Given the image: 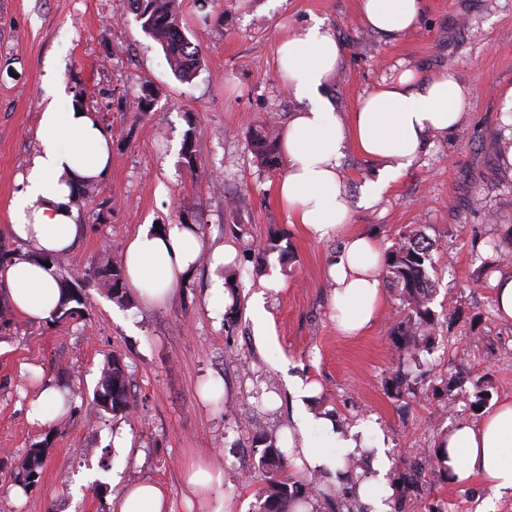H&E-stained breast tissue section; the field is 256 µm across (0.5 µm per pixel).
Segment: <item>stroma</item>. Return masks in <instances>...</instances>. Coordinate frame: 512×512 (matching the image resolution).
<instances>
[{"instance_id": "obj_1", "label": "stroma", "mask_w": 512, "mask_h": 512, "mask_svg": "<svg viewBox=\"0 0 512 512\" xmlns=\"http://www.w3.org/2000/svg\"><path fill=\"white\" fill-rule=\"evenodd\" d=\"M184 31L200 64L190 79L171 70L161 45L119 0H0V225L37 145L39 117L56 84H65L112 135V172L77 192L85 231L60 260L65 285L78 288L81 316L27 323L0 290V512H117L116 492L151 481L173 512H191L186 466L222 472L220 489L236 512H255L266 473L256 436L280 437L294 411L285 375L319 383L311 411L346 427L372 421L385 436L395 489L391 512L435 507L483 512L492 491L450 482L435 450L472 408L476 385L492 402L512 398V322L498 319L492 281L512 274V0H428L419 26L390 39L364 30L356 0H179ZM324 19L342 47L329 87L341 117L382 81L403 71L451 72L471 92L464 121L432 135L414 166L376 202L361 198L373 163L356 151L340 160L352 196L349 229L374 234L382 251L415 229L435 245L437 316L430 347L399 350L393 329L409 310L385 286L376 323L362 336L339 335L329 317L325 262L339 239L318 242L290 225L275 186L278 173L248 150L252 128L281 129L301 104L277 73L282 37ZM154 97L138 101L145 85ZM193 131L196 172L183 164ZM199 224L209 244L231 242L232 221L248 238H282L284 253H239L234 325L210 317L207 268L164 305L116 306L99 275L120 263L144 224ZM273 334L258 345L248 302L266 277ZM125 364L130 411L112 415L93 400L103 366ZM64 390L69 409L47 426L27 410L43 382ZM221 385L203 401L201 386ZM126 433L128 447L112 439ZM46 450L40 478L16 482L28 450ZM422 462L417 483L410 466Z\"/></svg>"}]
</instances>
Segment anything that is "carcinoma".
I'll list each match as a JSON object with an SVG mask.
<instances>
[{
	"label": "carcinoma",
	"instance_id": "cac0c4a2",
	"mask_svg": "<svg viewBox=\"0 0 512 512\" xmlns=\"http://www.w3.org/2000/svg\"><path fill=\"white\" fill-rule=\"evenodd\" d=\"M135 16L142 30L156 40L163 48L175 73L181 78L191 76L198 60V50L186 36L181 26L176 0H134ZM279 135L264 126L256 127L250 136V152L255 162L274 171L280 166ZM182 158L189 171L196 169V154L192 132L185 133ZM434 244L420 233L411 232L405 242L390 251L384 260L385 274L390 282L400 289L410 311L407 321L398 326L401 336L399 347L407 350L425 348L432 343L433 330L437 322L436 314L430 307L432 294L424 290V285L432 284L430 270L434 268ZM111 280L113 300L120 305L131 303L124 291V268L114 265L105 272ZM73 302H80L77 290L65 289L60 309L55 320L73 319L81 314ZM126 369L117 357L107 363L101 371L100 385L95 394L98 406L114 415L129 412L127 398ZM255 443L263 446L258 465L267 473V486L260 499L257 512H294L297 505L310 502L322 494L316 477L297 478L288 472L284 452L274 439L260 437ZM44 449H29L17 483L27 488L40 475Z\"/></svg>",
	"mask_w": 512,
	"mask_h": 512
}]
</instances>
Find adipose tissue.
<instances>
[{"mask_svg":"<svg viewBox=\"0 0 512 512\" xmlns=\"http://www.w3.org/2000/svg\"><path fill=\"white\" fill-rule=\"evenodd\" d=\"M427 0H358L363 27L390 39L415 28ZM333 32L323 22L283 39L276 65L285 88L307 101L282 132L286 169L276 185L277 198L310 238H340L341 247L327 261V279L337 331L347 337L363 335L377 319L383 296L382 252L369 234H346L351 203L339 170L348 150H356L376 165L364 202H372L417 161L429 137L455 129L465 116L468 91L448 72L424 76L402 72L368 93L341 119L324 92L341 62ZM39 145L10 203L7 234L26 248L25 254L0 267L14 310L25 320L53 319L62 299L56 267L50 261L69 254L83 227L75 205L78 187L106 178L112 169V137L93 113L64 92H56L39 121ZM234 248L209 247L198 225L170 224L157 230L142 225L123 249L125 284L131 296L147 306L165 304L200 264L211 266L208 307L213 318L224 316L230 296L224 267ZM315 383L294 377L288 381L295 412L288 430V457L299 476L332 473L347 476L340 458L361 456L369 448L363 428L347 429L333 418L309 412L307 401ZM322 437L321 450H311L308 427ZM448 477L460 484L481 480L495 497H512V462L504 459L512 448V398L500 401L477 423L463 422L444 439ZM391 462L377 451L370 470L353 478L359 500L368 512H390L379 492ZM221 474L206 465H190L186 485L199 512H229L213 491ZM118 512H172L166 492L151 482L132 484L120 492Z\"/></svg>","mask_w":512,"mask_h":512,"instance_id":"adipose-tissue-1","label":"adipose tissue"}]
</instances>
